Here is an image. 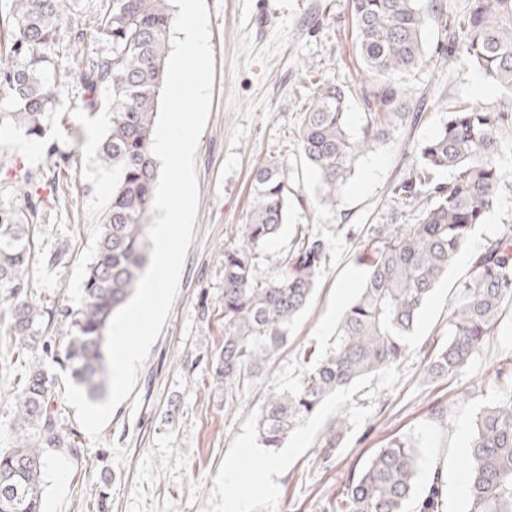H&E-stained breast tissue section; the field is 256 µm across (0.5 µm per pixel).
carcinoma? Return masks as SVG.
I'll list each match as a JSON object with an SVG mask.
<instances>
[{
	"label": "carcinoma",
	"instance_id": "1",
	"mask_svg": "<svg viewBox=\"0 0 512 512\" xmlns=\"http://www.w3.org/2000/svg\"><path fill=\"white\" fill-rule=\"evenodd\" d=\"M12 50L0 55V78L12 92V110L0 113L38 136L54 103V86L44 76V50L53 44L68 0H9ZM357 49L378 82L370 94L378 110L366 114L359 133L347 122V91L317 85L304 110L297 150L320 177L321 201L336 198L357 159L390 139L407 122L396 80L427 63L424 16L418 0H351ZM171 0H97L93 26L104 49L82 56L55 80L81 78L83 109L112 113L98 160L112 171V194L97 229L96 252L87 266L78 305L59 314L69 332L51 350L39 335L45 311L31 292L34 254L31 216H0V321L14 346L53 354L73 383L91 400L107 388L105 335L112 316L134 294L148 259V218L158 179L151 141L166 73ZM448 56L471 62L490 83L512 97V0H471L469 11L449 37ZM438 131L415 148L417 163L394 188L395 203L413 222L381 227L364 244L358 262L362 284L344 312L332 346L304 350L299 383L264 398L256 419L261 445L283 447L293 430L321 404L353 382L390 370L409 352L408 339L433 288L465 244L472 226L483 223L505 179L497 156L512 131V111L489 110L456 101L445 106ZM449 169L448 183L434 182ZM253 205L238 243L224 250V347L213 376L224 385L230 412L252 390L264 364L288 343L290 325L311 300L323 274L328 242L303 232L277 275L265 282L254 259L285 223L288 185L278 162L258 168L252 179ZM448 309V340L425 360L435 379L464 371L485 336L512 302V224L473 254L469 275ZM501 397L483 407L462 466L468 475L467 512H512V361L484 381ZM16 439L0 448V512H43L45 479L54 462L78 457L75 432L65 427L53 377L43 364L29 366L11 391ZM347 418L336 415L322 445L338 448ZM421 454L414 440L394 437L368 460L347 472L336 512H444L441 471L416 494Z\"/></svg>",
	"mask_w": 512,
	"mask_h": 512
}]
</instances>
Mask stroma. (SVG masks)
Here are the masks:
<instances>
[{
    "label": "stroma",
    "mask_w": 512,
    "mask_h": 512,
    "mask_svg": "<svg viewBox=\"0 0 512 512\" xmlns=\"http://www.w3.org/2000/svg\"><path fill=\"white\" fill-rule=\"evenodd\" d=\"M420 0L425 17L426 66L401 78L406 111L416 124L397 129L393 139L375 144L357 161L336 205L319 202V180L296 149L307 100L316 84L329 82L348 92L349 126L359 131L368 110L365 95L377 79L366 72L356 49L349 0H206L214 58L212 101L197 146L199 202L170 314L153 343L129 397L114 411L93 443L79 431L78 456L63 459L44 485V512H224L233 492L247 496L245 512H336V497L349 468L369 458L391 438H414L422 467H440L445 512H465L459 463L476 414L490 403L476 386L502 358H512V309L503 312L466 371L434 381L424 361L448 338V308L471 257L512 224V138L501 144L499 164L506 173L483 223L474 225L455 261L427 300L404 362L383 374L344 388L291 433L282 452L284 468L270 491L248 485L270 450L261 447L256 416L268 389L294 387L302 373L304 348L327 350L363 269L356 263L362 245L379 227L407 224L396 210L392 190L416 163L405 145L427 140L439 128L442 103L476 102L497 109L512 100L497 88L476 92L482 75L463 58L449 59L448 30L468 12L470 0ZM95 0H69L54 44L45 50L47 77L73 69L77 54L101 44L90 26ZM54 106L43 136L0 127V213H34L37 232L31 270L32 290L44 307L77 305L86 265L91 262L101 214L112 191V174L100 167V142L111 125L108 112L83 111L80 78L57 82ZM283 163L290 188L288 216L277 239L259 253L254 270L261 280L280 270L301 230L322 236L329 250L313 296L294 323L287 345L262 379L224 410V391L212 381V362L224 345V247L246 220L253 173L268 161ZM26 184L27 195L17 191ZM65 257L57 266L49 254ZM15 358L14 375L0 373V444L14 438L5 394L15 375L43 360L39 351L16 355L6 328H0V359ZM470 390L471 398L457 402ZM453 401L444 425L429 419L437 400ZM345 414L348 432L340 447L323 456L330 421ZM237 485L224 478V462L243 446Z\"/></svg>",
    "instance_id": "35a3bbf8"
}]
</instances>
